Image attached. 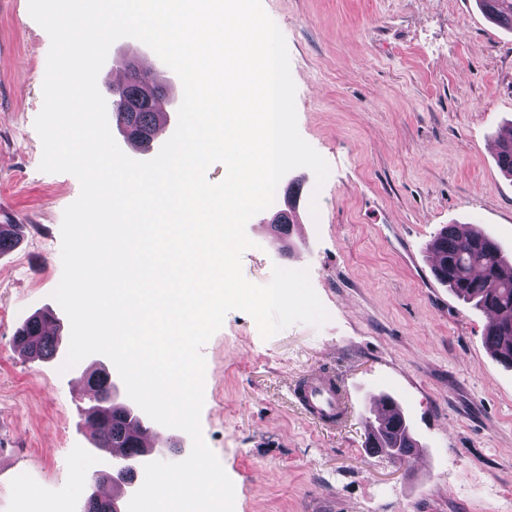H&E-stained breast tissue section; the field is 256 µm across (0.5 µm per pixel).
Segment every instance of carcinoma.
<instances>
[{
  "label": "carcinoma",
  "instance_id": "carcinoma-1",
  "mask_svg": "<svg viewBox=\"0 0 512 512\" xmlns=\"http://www.w3.org/2000/svg\"><path fill=\"white\" fill-rule=\"evenodd\" d=\"M483 13L499 26L512 30V0H477ZM157 88H147L146 78L130 73L126 84L112 89V112L119 128H134L140 136L131 140L136 148H147L154 125ZM497 162L512 177V128L498 136ZM18 242V225L0 224V254L11 251ZM434 259L433 273L458 296L475 303L492 316L484 332V344L491 354L507 368H512V262L498 244L477 231L461 234L456 225L442 227L429 243ZM54 316L37 312L29 317L16 333L15 339L29 344V354L41 360L54 359L59 353V337L43 333ZM94 399L112 392V378L105 370L93 371ZM145 424L135 419L126 403L114 401L94 416L91 431L98 445L124 449L121 459H137L147 452L139 446L138 434ZM366 447L382 448L401 465L412 461L418 441L407 421L380 420L370 425Z\"/></svg>",
  "mask_w": 512,
  "mask_h": 512
}]
</instances>
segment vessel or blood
<instances>
[{"instance_id": "b4317fda", "label": "vessel or blood", "mask_w": 512, "mask_h": 512, "mask_svg": "<svg viewBox=\"0 0 512 512\" xmlns=\"http://www.w3.org/2000/svg\"><path fill=\"white\" fill-rule=\"evenodd\" d=\"M302 412L326 429L339 428L348 418L353 402L345 383L335 372L312 369L291 386Z\"/></svg>"}]
</instances>
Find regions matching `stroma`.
Wrapping results in <instances>:
<instances>
[{
	"label": "stroma",
	"mask_w": 512,
	"mask_h": 512,
	"mask_svg": "<svg viewBox=\"0 0 512 512\" xmlns=\"http://www.w3.org/2000/svg\"><path fill=\"white\" fill-rule=\"evenodd\" d=\"M283 33L296 85L300 135L328 162L316 188L300 167L246 225L252 283L273 266L308 269L330 314L262 338L229 312L203 346V438L234 484V512H512V370L484 347L488 316L436 280L427 244L445 224L478 230L512 257V178L496 137L512 124V30L476 0H262ZM51 46L28 0H0V216L22 227L0 255V512H16L22 486L35 512H80L87 476L111 470L91 446L85 370L114 371L92 354L67 372L16 347L18 327L52 311L63 272L61 224L79 196L69 173L40 170L34 122L43 107ZM149 66L177 112L178 75L138 39L109 49L97 86L110 97L125 60ZM318 190L307 239L271 230L289 187ZM324 367L343 378L358 410L335 431L293 404L289 386ZM399 402L422 444L403 468L365 449L371 395Z\"/></svg>",
	"instance_id": "stroma-1"
}]
</instances>
